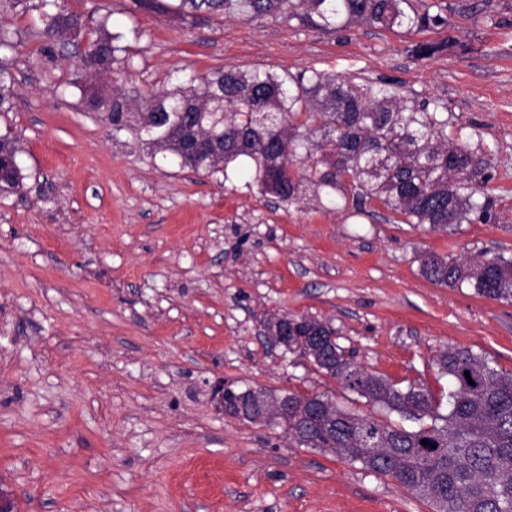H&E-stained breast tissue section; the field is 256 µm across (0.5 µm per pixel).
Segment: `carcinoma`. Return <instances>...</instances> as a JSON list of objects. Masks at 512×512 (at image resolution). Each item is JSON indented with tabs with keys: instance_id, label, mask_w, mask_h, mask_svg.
<instances>
[{
	"instance_id": "carcinoma-1",
	"label": "carcinoma",
	"mask_w": 512,
	"mask_h": 512,
	"mask_svg": "<svg viewBox=\"0 0 512 512\" xmlns=\"http://www.w3.org/2000/svg\"><path fill=\"white\" fill-rule=\"evenodd\" d=\"M39 12L40 35L62 46L92 34L83 60L96 73L121 74L123 32L109 29L111 13L82 19L59 0H0L8 9ZM437 0H178L184 17L296 19L325 32L366 24L403 33L445 25ZM453 36L420 43L413 51L431 57L456 47ZM15 33L0 25V112L12 109L15 78L10 54ZM94 110L109 109L116 133L146 134V143L197 174L227 172L250 163L260 191L292 205L312 192L358 212L375 201L405 224L455 232L463 224L491 219L495 198L485 193L493 179L482 141L448 134L451 117L442 102L418 100L383 82H357L313 71L294 74L254 68H220L144 99V111H129L131 98L85 92ZM16 139L0 135V192L23 187ZM421 273L446 288H471L479 297L512 304V258L421 259ZM297 342L300 354L320 349L318 371L366 400L380 414L334 406L328 415L322 393H293L298 428L292 439L359 462L394 479L433 512H512V372L490 365L472 349L450 346L436 356L448 376L447 397L420 383L402 388L372 373L332 338ZM447 400V413L441 412ZM248 399L228 393L224 415L241 418ZM420 423L409 430L391 414ZM428 444L423 445L421 441Z\"/></svg>"
}]
</instances>
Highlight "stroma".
Returning <instances> with one entry per match:
<instances>
[{
  "label": "stroma",
  "mask_w": 512,
  "mask_h": 512,
  "mask_svg": "<svg viewBox=\"0 0 512 512\" xmlns=\"http://www.w3.org/2000/svg\"><path fill=\"white\" fill-rule=\"evenodd\" d=\"M448 27L406 35L298 20L191 24L134 0H67L111 13L127 39L120 82L81 52H46L29 15L0 134L22 149L21 191L0 194V490L14 512H431L395 480L298 446L282 428L217 411L215 382L364 398L261 331L273 314L329 321L368 371L447 391L451 345L512 371V304L435 285L425 255L512 256V0H443ZM454 36L432 57L418 43ZM317 70L441 100L479 133L497 197L489 223L453 233L318 201L287 206L237 171L203 176L162 159L90 110L110 95L218 68Z\"/></svg>",
  "instance_id": "obj_1"
}]
</instances>
